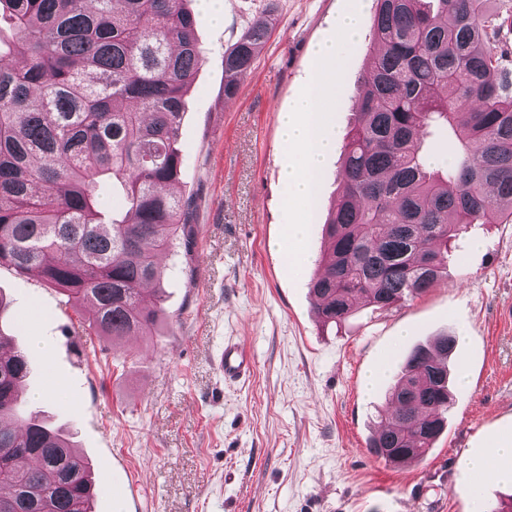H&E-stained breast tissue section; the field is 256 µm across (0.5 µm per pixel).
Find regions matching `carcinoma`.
I'll list each match as a JSON object with an SVG mask.
<instances>
[{
  "instance_id": "cac0c4a2",
  "label": "carcinoma",
  "mask_w": 512,
  "mask_h": 512,
  "mask_svg": "<svg viewBox=\"0 0 512 512\" xmlns=\"http://www.w3.org/2000/svg\"><path fill=\"white\" fill-rule=\"evenodd\" d=\"M0 0V266L85 304L86 336L114 344L159 317L157 256L191 253L192 198L173 192L184 98L204 61L187 0ZM494 0H376L369 69L346 135L327 250L310 280L322 326L365 302L390 309L448 275V244L470 224L512 217V69ZM264 13L224 50L237 94L266 43ZM473 104L459 120L461 104ZM452 133L433 169L428 138ZM109 187L122 209L101 207ZM457 338L411 350L367 441L394 466L443 433ZM21 351L0 350V512H93L85 457L19 397ZM438 147H431L426 153V157L432 166L444 167L450 164L454 159L455 143L452 139H448L445 135L444 139H440Z\"/></svg>"
}]
</instances>
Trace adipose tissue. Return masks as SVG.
<instances>
[{
    "label": "adipose tissue",
    "instance_id": "adipose-tissue-1",
    "mask_svg": "<svg viewBox=\"0 0 512 512\" xmlns=\"http://www.w3.org/2000/svg\"><path fill=\"white\" fill-rule=\"evenodd\" d=\"M358 32L355 14L343 16L333 38L315 47L311 59V77L307 89L294 102L292 108L280 115L282 139L288 151L297 154V161L289 163L283 171L288 197L311 209L314 189L321 176L324 157L333 149L334 140L320 118L323 105L332 95L339 93V84L324 82L325 69L339 66L344 48ZM491 444L494 452L488 456L473 457L469 471L476 480L495 475L512 480V432L495 435Z\"/></svg>",
    "mask_w": 512,
    "mask_h": 512
}]
</instances>
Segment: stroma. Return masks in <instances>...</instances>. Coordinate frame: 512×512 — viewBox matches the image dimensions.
Segmentation results:
<instances>
[{
	"instance_id": "obj_1",
	"label": "stroma",
	"mask_w": 512,
	"mask_h": 512,
	"mask_svg": "<svg viewBox=\"0 0 512 512\" xmlns=\"http://www.w3.org/2000/svg\"><path fill=\"white\" fill-rule=\"evenodd\" d=\"M275 6L271 36L233 98L224 51ZM204 62L185 96L179 190L195 202L192 260L168 253L165 319L116 345L72 331L78 315L58 289L0 266L9 305L0 326L29 360L27 406L69 431L91 460L95 512H471L470 454L512 429V219L474 224L448 258V276L420 297L359 306L340 329L317 321L308 283L324 249L322 225L338 194L342 154L326 159L305 239L281 180L288 157L280 114L302 94L312 47L359 16L340 82L321 114L346 134L366 71L373 0H224L215 20L192 0ZM298 250L304 263L286 259ZM448 333L467 383L451 380L447 427L422 461L396 467L367 448L386 391L409 351ZM45 337L43 355L33 344ZM253 366L231 382L216 363L224 343ZM383 369L373 393L364 378Z\"/></svg>"
}]
</instances>
